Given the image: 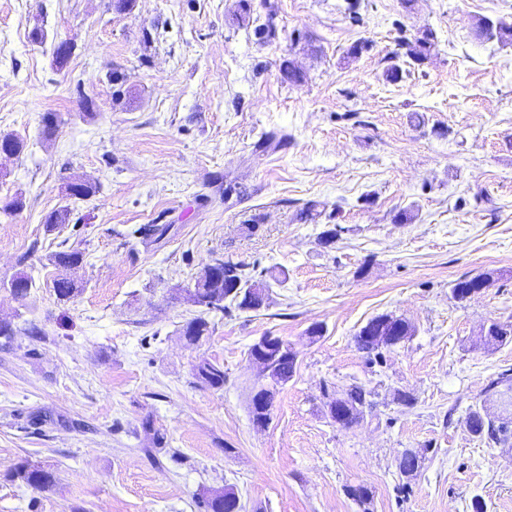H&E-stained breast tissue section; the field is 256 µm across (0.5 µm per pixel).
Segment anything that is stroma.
I'll return each instance as SVG.
<instances>
[{"mask_svg":"<svg viewBox=\"0 0 512 512\" xmlns=\"http://www.w3.org/2000/svg\"><path fill=\"white\" fill-rule=\"evenodd\" d=\"M107 3L0 0V134L24 143L0 156V199L24 198L0 212V280L36 282L21 301L0 291L17 329L0 338V512H198L199 493L226 486L244 512H472L476 498L512 512V436L465 424L474 409L512 421L495 385L512 341L484 340L491 322L512 325V43L472 31L512 21V0H250L244 24L238 0ZM269 21L276 38L258 41ZM427 29V60L389 80L399 37ZM62 40L73 54L59 68ZM288 60L301 84L284 80ZM48 112L59 128L46 140ZM271 132L284 146L255 152ZM78 179L95 193L67 197ZM63 206L68 223L47 230ZM148 224L169 230L154 240ZM69 248L84 262L62 302L50 257ZM216 258L265 280L269 299L208 313L190 346L180 330L200 309L177 291ZM476 276L487 288L457 300L454 284ZM383 314L414 333L374 364L354 337ZM266 334L297 367L260 429L248 349ZM204 360L223 366V389L196 378ZM352 385L371 406L344 428L325 402ZM23 461L56 486L7 481Z\"/></svg>","mask_w":512,"mask_h":512,"instance_id":"stroma-1","label":"stroma"}]
</instances>
